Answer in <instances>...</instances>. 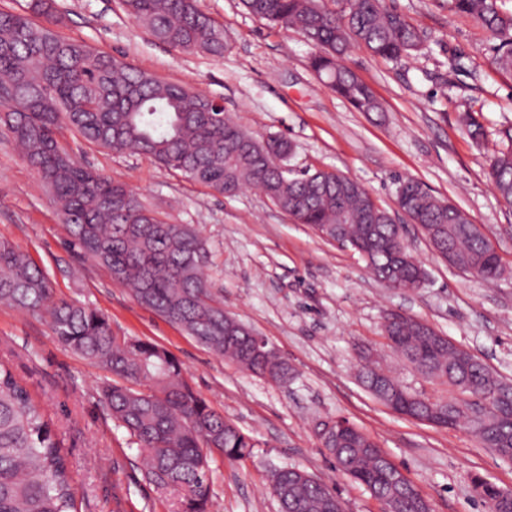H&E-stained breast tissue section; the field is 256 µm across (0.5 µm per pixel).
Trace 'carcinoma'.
<instances>
[{
    "label": "carcinoma",
    "instance_id": "1",
    "mask_svg": "<svg viewBox=\"0 0 512 512\" xmlns=\"http://www.w3.org/2000/svg\"><path fill=\"white\" fill-rule=\"evenodd\" d=\"M241 0L253 16L300 31L319 53L312 68L327 85L361 112L383 106L358 76L341 64L356 39L371 53L397 61L424 46L423 34L384 0ZM126 13L156 40L186 53L222 56L224 26L201 9L199 0H122ZM448 9L474 18L499 41L492 63L512 71V13L497 0H448ZM44 18L37 24L32 17ZM53 0H28L26 11L0 10V124L48 188L71 244L88 254L128 288L139 304L181 327L217 356L286 385L292 369L272 345L257 351L255 339L224 330V306L212 295L202 266L206 250L184 224H170L146 208L124 184L77 162L62 143L65 132L116 153L130 152L180 172L221 195L254 184L300 224L322 238L350 248L374 276L390 287L414 288L426 280L420 261L403 242L399 225L356 181L337 172H284L293 146L278 136L260 141L224 117L211 97L160 81L120 57L59 35ZM468 136L480 143L483 125L467 114ZM508 146L491 161L489 176L512 206V128ZM396 201L429 241L439 238L459 270L493 281L503 267L485 235L448 223L457 209L412 178L396 181ZM0 304L45 314L58 341L104 368L112 379L100 386L112 420L135 439L148 477L178 497L177 512H206L211 497L210 463L217 452L229 460L250 455L254 443L189 385L169 352L148 341L112 333L101 311L56 297L48 274L27 253L0 241ZM387 326L389 345L418 371L443 379L463 394L458 400L414 395L373 367L360 373L367 389L395 413L434 426L470 424L482 444L512 461V384L477 356L441 334L421 328L400 313ZM489 405L484 418L469 421L472 399ZM338 469L378 499L389 512H422L414 488L393 482L398 467L356 428L339 439H323ZM272 492L283 496L284 512H345L325 481L295 467L273 474ZM489 512L509 503L497 487L481 493ZM0 512H77L75 488L59 442L40 407L0 363Z\"/></svg>",
    "mask_w": 512,
    "mask_h": 512
}]
</instances>
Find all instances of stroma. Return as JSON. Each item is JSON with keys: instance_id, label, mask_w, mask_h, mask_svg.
Masks as SVG:
<instances>
[{"instance_id": "35a3bbf8", "label": "stroma", "mask_w": 512, "mask_h": 512, "mask_svg": "<svg viewBox=\"0 0 512 512\" xmlns=\"http://www.w3.org/2000/svg\"><path fill=\"white\" fill-rule=\"evenodd\" d=\"M385 3L423 33L425 45L389 62L364 42L352 44L344 64L384 106L366 113L312 70L316 49L302 33L248 14L240 0H199L224 26L228 47L220 57L157 42L121 0H56L60 35L221 99L255 137L280 134L291 141L295 172H340L401 225L427 272L418 288L387 287L357 252L322 239L253 187L220 195L148 158L67 138L79 163L124 183L167 222L198 232L217 298L288 360L295 378L285 385L215 356L74 248L49 191L0 128V241L29 254L49 274L57 297L104 312L115 335L171 352L194 391L256 440L243 460L214 458L208 512H280L272 474L291 466L335 483L346 512H384L365 486L337 472L324 448L321 425L337 419L375 440L432 512H487L472 483L476 476L512 490V462L467 427L399 416L358 378L369 359L422 397L459 398L457 389L417 371L388 346L382 318L396 311L428 322L512 383V206L488 176L502 146L500 131L512 126V73L493 65L494 40L470 16L449 11L448 0ZM467 112L486 130L481 144L464 132ZM400 176L465 211L495 247L503 275L487 283L433 252L397 206ZM0 362L48 416L74 478L78 512H173L172 495L149 480L133 438L100 400L105 371L66 349L44 317L0 305Z\"/></svg>"}]
</instances>
